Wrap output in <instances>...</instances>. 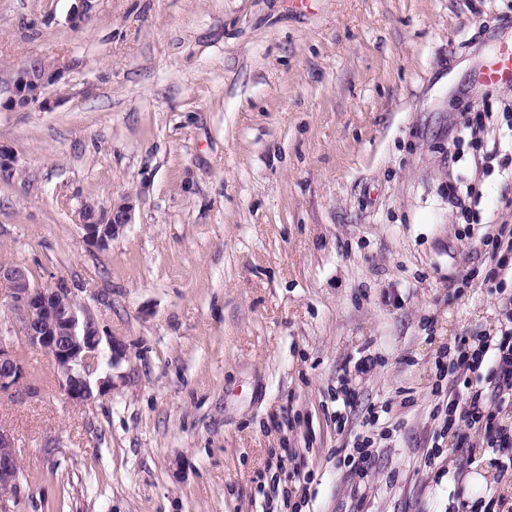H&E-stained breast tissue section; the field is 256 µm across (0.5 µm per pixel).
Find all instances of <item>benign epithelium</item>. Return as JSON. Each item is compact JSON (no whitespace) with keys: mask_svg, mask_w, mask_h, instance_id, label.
<instances>
[{"mask_svg":"<svg viewBox=\"0 0 512 512\" xmlns=\"http://www.w3.org/2000/svg\"><path fill=\"white\" fill-rule=\"evenodd\" d=\"M94 0H75L68 14V24L78 31L93 8ZM62 78L58 68L46 69L33 60L14 73L7 97L0 101L6 112L43 109L51 89ZM134 200L124 197L101 210L92 204L81 207L80 224L88 246L105 249L112 238L131 223ZM0 284L8 288L9 305L18 321V334L29 345L44 351L56 365L66 396L89 403L109 394L112 374L100 375L101 360L108 356L109 367L126 357L125 345L113 338L103 339L99 324L87 309L74 299L72 288L63 280L49 287L31 283L26 267L0 266ZM107 344H102V341ZM22 362L13 349L0 338V393L24 377ZM19 461L11 436L0 430V492L17 489Z\"/></svg>","mask_w":512,"mask_h":512,"instance_id":"7a95c632","label":"benign epithelium"}]
</instances>
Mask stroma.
I'll list each match as a JSON object with an SVG mask.
<instances>
[{"instance_id":"obj_1","label":"stroma","mask_w":512,"mask_h":512,"mask_svg":"<svg viewBox=\"0 0 512 512\" xmlns=\"http://www.w3.org/2000/svg\"><path fill=\"white\" fill-rule=\"evenodd\" d=\"M73 3L0 0V99L32 60L63 73L49 109L0 112V265L65 280L126 357L111 393L68 399L0 287L26 368L0 393L7 512L512 501L491 449L428 457L440 352L512 311L456 198L475 188L482 223L512 225V87L477 81L512 0H95L78 31ZM125 195L131 224L88 247L82 204ZM18 465L13 439L0 430V492H13L17 489Z\"/></svg>"}]
</instances>
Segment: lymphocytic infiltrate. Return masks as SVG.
Returning <instances> with one entry per match:
<instances>
[{
	"instance_id": "obj_1",
	"label": "lymphocytic infiltrate",
	"mask_w": 512,
	"mask_h": 512,
	"mask_svg": "<svg viewBox=\"0 0 512 512\" xmlns=\"http://www.w3.org/2000/svg\"><path fill=\"white\" fill-rule=\"evenodd\" d=\"M480 245L488 247L490 270L484 281L501 293L505 276L512 274V225L488 224L477 229ZM444 426L452 447H471L480 435L485 447L498 456L501 472H512V325L496 335L455 337ZM484 372L489 389L474 387L471 377Z\"/></svg>"
}]
</instances>
